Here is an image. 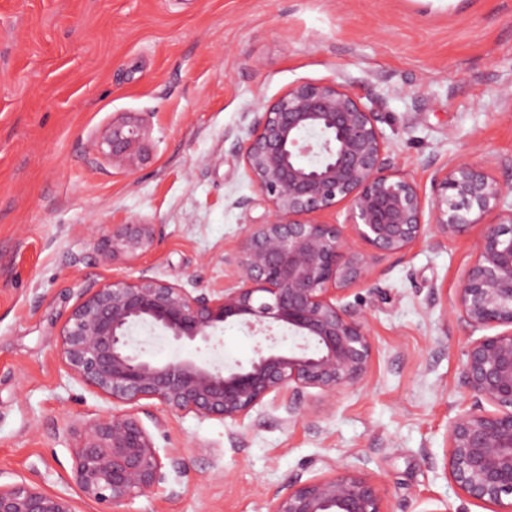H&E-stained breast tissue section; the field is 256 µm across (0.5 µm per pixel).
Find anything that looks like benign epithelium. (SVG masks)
I'll list each match as a JSON object with an SVG mask.
<instances>
[{
  "mask_svg": "<svg viewBox=\"0 0 512 512\" xmlns=\"http://www.w3.org/2000/svg\"><path fill=\"white\" fill-rule=\"evenodd\" d=\"M148 131L137 119L112 122L98 151L133 170L147 157ZM239 157L268 204L260 224L246 227L231 257L233 283L208 293L156 277L114 279L85 289L59 333L67 373L124 409L82 420L73 480L107 512L147 496L166 480L171 454L160 453L139 416L156 400L172 414L240 423L274 395L288 419L309 415L304 393L328 398L360 386L373 365L364 312L347 298L371 281L386 255L428 237L480 232L450 302L470 332L495 329L465 350L462 380L470 408L448 425L444 471L464 500L512 512V186L492 161L447 162L433 175L425 203L416 183L393 171L377 113L334 81L295 84L264 107ZM345 204L349 223L321 217ZM157 225L114 224L96 242L104 266L149 252ZM238 322L272 341L247 363L223 370L193 358L157 361L132 348L137 324L182 342H209ZM291 339L275 343V332ZM267 512H390L379 483L358 471L296 479ZM0 512H75L66 496L21 481L0 484Z\"/></svg>",
  "mask_w": 512,
  "mask_h": 512,
  "instance_id": "7a95c632",
  "label": "benign epithelium"
}]
</instances>
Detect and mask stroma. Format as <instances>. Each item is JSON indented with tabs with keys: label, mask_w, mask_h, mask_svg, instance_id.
Here are the masks:
<instances>
[{
	"label": "stroma",
	"mask_w": 512,
	"mask_h": 512,
	"mask_svg": "<svg viewBox=\"0 0 512 512\" xmlns=\"http://www.w3.org/2000/svg\"><path fill=\"white\" fill-rule=\"evenodd\" d=\"M300 81H337L377 112L395 169L432 199L435 169L496 158L512 185V0H0V483L25 481L101 512L72 483L73 427L112 411L71 378L59 331L83 289L146 274L193 293L227 263L267 204L237 147ZM151 127L135 171L97 149L113 120ZM250 199L247 208L239 199ZM158 225L140 258L99 263L112 225ZM471 241L428 239L385 257L360 290L374 344L368 380L292 421L272 399L243 424L141 403L179 469L128 512H266L294 478L357 469L391 512H488L464 502L443 459L474 335L449 304ZM238 324L211 342L149 343L159 361L245 362Z\"/></svg>",
	"instance_id": "stroma-1"
}]
</instances>
